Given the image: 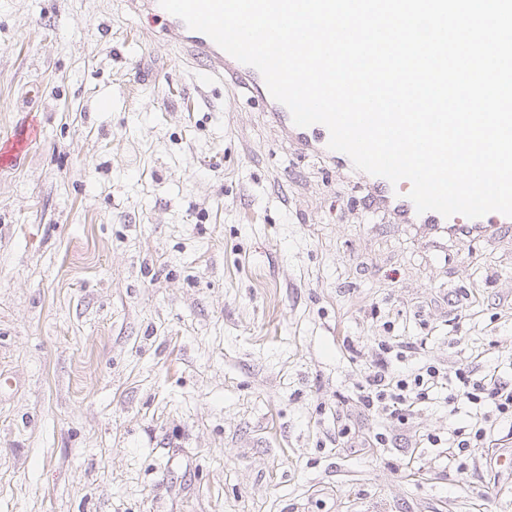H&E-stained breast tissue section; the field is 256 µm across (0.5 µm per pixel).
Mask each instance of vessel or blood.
<instances>
[{
    "mask_svg": "<svg viewBox=\"0 0 512 512\" xmlns=\"http://www.w3.org/2000/svg\"><path fill=\"white\" fill-rule=\"evenodd\" d=\"M128 6L134 13L159 22L162 38L178 45L190 59L200 62L211 77L227 85L246 88L253 98L262 102L276 124L303 153L321 156L340 170L352 168L349 156L328 149L329 131L324 125L306 128L294 125L289 109L272 98L258 70L228 55L207 35L190 30L180 18L164 10L159 0H129ZM367 181L373 204L386 210L395 223L417 224L427 231L445 232L451 236L462 230L469 236L481 238L512 232V217L501 213L492 212L476 219L459 214L446 218L434 211L420 214L408 197L411 190L409 181L403 180L394 185L385 178L372 175Z\"/></svg>",
    "mask_w": 512,
    "mask_h": 512,
    "instance_id": "vessel-or-blood-1",
    "label": "vessel or blood"
}]
</instances>
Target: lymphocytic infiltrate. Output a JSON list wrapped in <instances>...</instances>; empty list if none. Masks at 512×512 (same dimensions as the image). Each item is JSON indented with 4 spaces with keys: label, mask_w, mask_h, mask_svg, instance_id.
<instances>
[{
    "label": "lymphocytic infiltrate",
    "mask_w": 512,
    "mask_h": 512,
    "mask_svg": "<svg viewBox=\"0 0 512 512\" xmlns=\"http://www.w3.org/2000/svg\"><path fill=\"white\" fill-rule=\"evenodd\" d=\"M409 348L405 341L387 344L379 357L364 369L357 388L366 409L402 423L421 404L429 402L433 394L441 392L449 407L466 402L491 406L500 415L512 417L511 385L498 381L495 375H482L460 367L448 371L424 364L405 372L394 369L393 360L403 359Z\"/></svg>",
    "instance_id": "lymphocytic-infiltrate-1"
}]
</instances>
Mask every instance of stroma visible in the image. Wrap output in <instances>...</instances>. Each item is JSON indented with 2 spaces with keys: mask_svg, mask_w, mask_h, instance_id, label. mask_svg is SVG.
Wrapping results in <instances>:
<instances>
[{
  "mask_svg": "<svg viewBox=\"0 0 512 512\" xmlns=\"http://www.w3.org/2000/svg\"><path fill=\"white\" fill-rule=\"evenodd\" d=\"M150 28L0 0V141L41 126L0 166V512H512L465 410L356 388L396 337L512 382V240L393 223ZM485 414H483V417L479 418L477 413L475 414V417H472L468 415L470 418L468 425L454 428L449 434L448 439H446V444H448V449H452V452L454 451V448H457V450L460 452L464 451L465 448H471V443L474 441L476 442L475 445H477V442H480L483 444V442H487L490 429L488 431L487 428L482 426V420L484 418V422H486V418L484 417ZM451 452V453H452Z\"/></svg>",
  "mask_w": 512,
  "mask_h": 512,
  "instance_id": "obj_1",
  "label": "stroma"
}]
</instances>
